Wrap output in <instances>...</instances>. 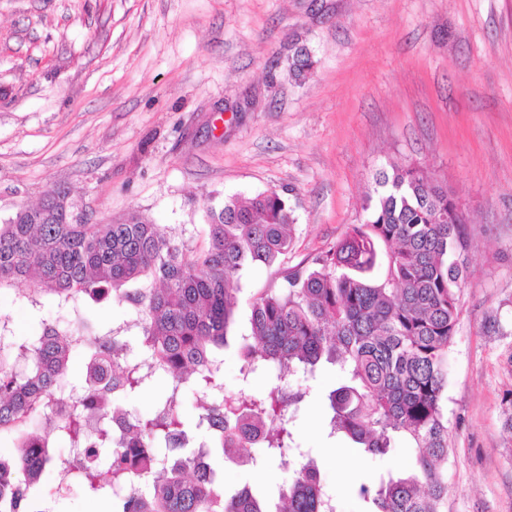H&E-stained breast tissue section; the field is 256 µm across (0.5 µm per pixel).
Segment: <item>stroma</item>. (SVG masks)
<instances>
[{
    "instance_id": "1",
    "label": "stroma",
    "mask_w": 512,
    "mask_h": 512,
    "mask_svg": "<svg viewBox=\"0 0 512 512\" xmlns=\"http://www.w3.org/2000/svg\"><path fill=\"white\" fill-rule=\"evenodd\" d=\"M313 65L295 76L298 53ZM460 201L472 246L448 351L446 512H512V0H0V224L66 187L93 221L132 213L206 242L224 196L274 189L296 209L283 265L246 269L238 316L359 223L388 163ZM331 366L288 427L340 512L413 463L328 438ZM226 493L275 505L290 470L213 460ZM55 512H107L79 485L37 487Z\"/></svg>"
}]
</instances>
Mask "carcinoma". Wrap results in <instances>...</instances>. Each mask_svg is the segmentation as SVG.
Wrapping results in <instances>:
<instances>
[{"label":"carcinoma","mask_w":512,"mask_h":512,"mask_svg":"<svg viewBox=\"0 0 512 512\" xmlns=\"http://www.w3.org/2000/svg\"><path fill=\"white\" fill-rule=\"evenodd\" d=\"M38 206L0 225V290L25 280L33 306L53 295L73 319H42L20 340L0 315V440L16 449L0 512H30L32 490L57 464L51 441L80 455L78 483L112 497V512H338L317 462L286 428L290 407L305 397L286 390V377L312 374L323 361L345 378L327 396L328 436L371 457L400 441L415 451L409 470L360 485L369 512H443L448 348L470 234L466 218L453 215L458 201L425 171L396 163L379 171L362 222L254 298L236 334L243 364L233 394L224 392L219 352L237 322L242 272L272 267L291 250L297 216L282 194L228 195L211 205L202 248L140 213L93 222L74 213L64 188L48 190ZM109 299L130 319L102 333L86 305ZM78 351L87 359L81 383L71 377ZM259 371L274 372L262 395L249 390ZM158 377L168 385L153 414L122 406ZM188 393L201 401L195 427L206 439L183 453ZM32 419L49 434L24 430ZM214 448L256 468L287 456L307 461L271 511L247 487L224 495L210 464ZM130 456L152 466L145 483Z\"/></svg>","instance_id":"1"}]
</instances>
